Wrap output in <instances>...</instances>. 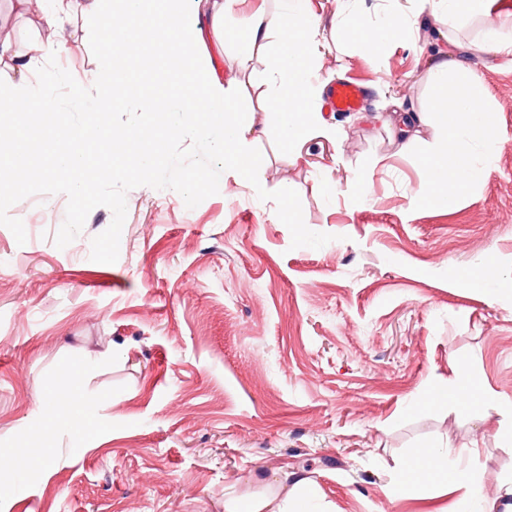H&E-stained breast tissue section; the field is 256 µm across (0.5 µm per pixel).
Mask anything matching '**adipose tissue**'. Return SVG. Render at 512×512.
Masks as SVG:
<instances>
[{"instance_id":"obj_1","label":"adipose tissue","mask_w":512,"mask_h":512,"mask_svg":"<svg viewBox=\"0 0 512 512\" xmlns=\"http://www.w3.org/2000/svg\"><path fill=\"white\" fill-rule=\"evenodd\" d=\"M52 14L44 16L47 28L57 29L55 13L75 15L92 24L108 70L96 95L80 97L76 107L83 112L105 116L112 110V78L115 71H134L151 75L170 93L160 108L154 109L151 123L125 130L119 158L131 168L144 171L156 157L150 143L168 126L171 113L180 112L184 120L177 131L188 137L208 141L218 157L227 160L237 173H250L255 161L247 148V125L243 124L227 98V89L219 75L217 54L224 45L218 36L231 20L237 0H213L210 12H203L202 0H50ZM337 24L359 34L365 50L401 33L407 27L404 12L396 10L375 23L347 9V0H338ZM274 14L257 13L248 19L241 33L250 46L262 45L271 32H279L283 44L272 71L275 86L273 108L278 129L288 146L313 136L335 138V126L328 124L312 102L319 93L313 82L309 62L320 41L318 21L311 15L307 0H279ZM10 59L12 77L0 85V169L11 176L0 179V191L22 185L19 170L29 168L30 158L44 142L60 136L55 119L62 109L48 89L65 82L63 73L45 74L40 85H33L34 61L13 52L10 35L0 32V60ZM433 78L439 88L434 107L420 116L421 122H433L441 132L432 150L424 158V180L420 199L440 209L447 208L457 192L479 177L480 171L457 146V134H464L485 148V165H492L497 151V134L487 118L481 101L482 84L464 64L436 66ZM101 139V127L84 125L69 149L54 156L49 168L37 170L36 179H55L62 190L84 198L92 183L118 177L115 168H91V148ZM92 412L76 397L59 398L51 394L40 399V418L58 429H83ZM467 449L448 453L439 448L418 449L412 463L400 472L399 493L431 480L459 490L457 512H474L473 505L483 497L482 489L463 466Z\"/></svg>"}]
</instances>
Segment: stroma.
Masks as SVG:
<instances>
[{
	"label": "stroma",
	"instance_id": "35a3bbf8",
	"mask_svg": "<svg viewBox=\"0 0 512 512\" xmlns=\"http://www.w3.org/2000/svg\"><path fill=\"white\" fill-rule=\"evenodd\" d=\"M239 0L220 59L230 102L251 126L256 169L239 177L205 140L162 135L147 173L92 185L89 198L50 183L0 194V448L26 444L41 393H76L92 409L80 432L45 431L17 487L0 461V512H224V502L285 494L295 483L326 512H452L457 491L411 498L393 486L430 443L467 458L488 512L512 478V57L461 54L488 21L512 27V0L492 17L434 16L407 0L411 32L376 60L335 32L336 0H310L324 40L313 78H355L368 104L329 115L341 135L283 144L269 100L277 36L241 69L238 31L257 8ZM46 67L72 130L100 55L84 20ZM464 61L487 90L499 139L482 175L448 209L420 203V127L402 147L395 113L427 111L430 61ZM155 88L114 98L103 135L149 121ZM289 208H282V201ZM495 265V281L475 288ZM475 385L496 399L437 398Z\"/></svg>",
	"mask_w": 512,
	"mask_h": 512
}]
</instances>
